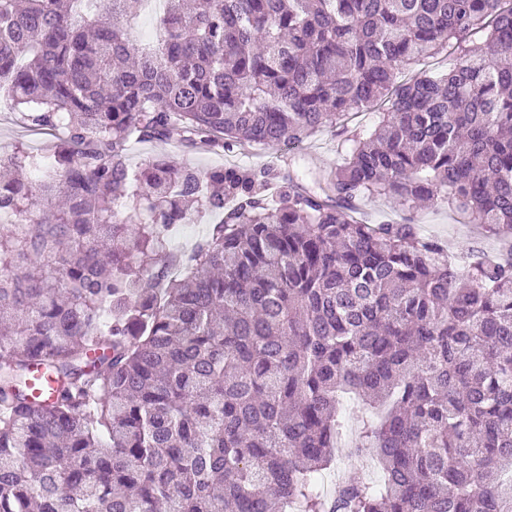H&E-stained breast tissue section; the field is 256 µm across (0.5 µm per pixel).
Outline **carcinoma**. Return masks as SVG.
Instances as JSON below:
<instances>
[{"instance_id":"carcinoma-1","label":"carcinoma","mask_w":512,"mask_h":512,"mask_svg":"<svg viewBox=\"0 0 512 512\" xmlns=\"http://www.w3.org/2000/svg\"><path fill=\"white\" fill-rule=\"evenodd\" d=\"M141 2L0 0V98L65 133L0 155V512H512V256L360 215L431 201L512 239V0H165L151 48ZM378 102L316 190L126 160L134 135L297 148ZM346 394L381 478L326 497ZM162 8V4L160 3L157 11L146 9L145 4H143L139 11V16L137 17L134 26L131 30V36L133 39H137L138 42L144 44H155L156 42V27H155V17L159 10ZM221 216L204 215L195 224H178L171 235V245L176 250H190L197 241L207 235L212 224ZM29 386L33 398L51 400L55 395L57 383L44 374L39 366L31 368Z\"/></svg>"}]
</instances>
